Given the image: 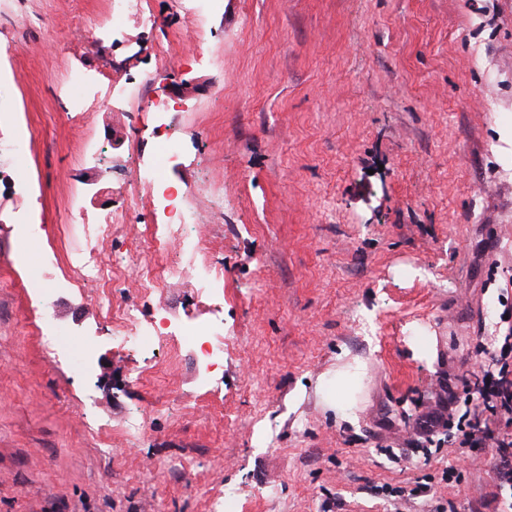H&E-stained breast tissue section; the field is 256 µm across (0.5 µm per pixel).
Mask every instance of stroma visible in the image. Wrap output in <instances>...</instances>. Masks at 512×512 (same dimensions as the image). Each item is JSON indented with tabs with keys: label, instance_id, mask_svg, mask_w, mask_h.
I'll return each mask as SVG.
<instances>
[{
	"label": "stroma",
	"instance_id": "35a3bbf8",
	"mask_svg": "<svg viewBox=\"0 0 512 512\" xmlns=\"http://www.w3.org/2000/svg\"><path fill=\"white\" fill-rule=\"evenodd\" d=\"M149 4L157 26L121 30L107 0H0V512H212L229 489L231 512H425L392 496L421 483L442 512H485L494 445L463 457L444 432L405 442L507 329L512 0ZM162 43L174 63L159 93L186 140L163 174L192 199L224 296L175 280L143 294L127 257L149 207L103 248L114 303L176 327L223 321L224 363L207 369L172 340L116 341L95 285L68 269L157 158L148 113L98 101L152 71ZM74 70L89 87L80 139L60 109ZM20 163L38 230L24 264ZM33 275L55 288L58 322L95 340L85 376L48 358ZM351 356L367 372L344 413L327 387Z\"/></svg>",
	"mask_w": 512,
	"mask_h": 512
}]
</instances>
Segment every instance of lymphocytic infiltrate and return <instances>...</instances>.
<instances>
[{"instance_id": "obj_1", "label": "lymphocytic infiltrate", "mask_w": 512, "mask_h": 512, "mask_svg": "<svg viewBox=\"0 0 512 512\" xmlns=\"http://www.w3.org/2000/svg\"><path fill=\"white\" fill-rule=\"evenodd\" d=\"M463 401L464 411H430L420 415L417 430L431 437L443 429H456L458 445L478 448L493 443L501 453L495 463L500 496L496 512H512V340L498 346L494 366L462 393H449V403Z\"/></svg>"}]
</instances>
